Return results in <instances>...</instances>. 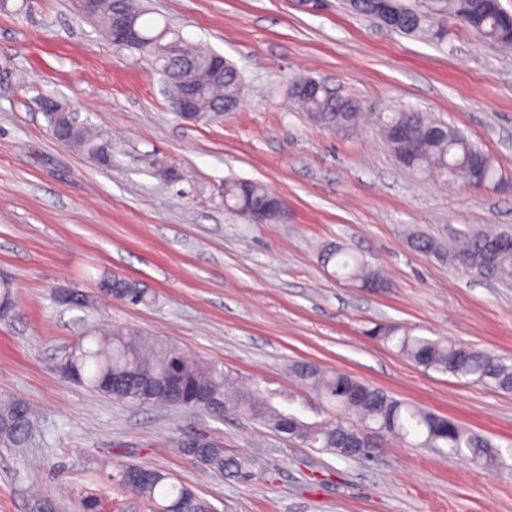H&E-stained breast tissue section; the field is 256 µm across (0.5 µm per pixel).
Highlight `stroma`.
Instances as JSON below:
<instances>
[{
	"mask_svg": "<svg viewBox=\"0 0 512 512\" xmlns=\"http://www.w3.org/2000/svg\"><path fill=\"white\" fill-rule=\"evenodd\" d=\"M322 2L143 0L157 25L237 66L240 104L218 123L180 119L152 66L113 47L70 0L0 9V276L16 296L0 321V392L39 411L27 447H0V512H37L44 499L75 512L89 493L105 512H150L112 480L116 460L170 474L217 512H512V393L423 369L367 334L401 324L512 360V279L474 277L408 239L512 231V189L435 183L400 164L381 132L392 112H425L512 174V48L458 25L438 45L347 0ZM299 75L358 100L360 127L316 126L289 96ZM46 96L111 141V165L54 139ZM234 179L279 196L286 219L251 224L230 211ZM329 244L363 257L388 288L337 281L319 262ZM105 272L142 283L152 303L99 296ZM60 288L95 303L59 306ZM118 327L284 395L305 394L292 362L345 371L493 437L505 462L478 470L391 440L373 461L345 460L242 415L117 401L57 370L78 338ZM199 434L257 458L249 477L177 451Z\"/></svg>",
	"mask_w": 512,
	"mask_h": 512,
	"instance_id": "35a3bbf8",
	"label": "stroma"
}]
</instances>
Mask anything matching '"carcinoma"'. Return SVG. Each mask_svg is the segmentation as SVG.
I'll return each mask as SVG.
<instances>
[{
  "label": "carcinoma",
  "mask_w": 512,
  "mask_h": 512,
  "mask_svg": "<svg viewBox=\"0 0 512 512\" xmlns=\"http://www.w3.org/2000/svg\"><path fill=\"white\" fill-rule=\"evenodd\" d=\"M397 8L400 21L388 28L399 33L444 41L448 25L464 26L479 36L501 46L512 45L504 35L503 12L495 0H390ZM351 7L379 22H384L383 0H350ZM136 16L139 41L128 45L153 63H158L161 49H168V67L162 72L171 98L178 97L187 83L201 89L196 121L210 122L235 111L242 87L240 72L225 61L224 77L216 78L209 69L211 52H187L179 37L167 40L170 30L157 27L148 10L136 0L120 5ZM113 0H90L86 11L104 32H109L112 13L118 7ZM294 100L310 119L324 130L346 132L360 117L355 100L320 92L315 96ZM67 113L57 116V125L66 132V144L86 153L96 163L112 164L111 144L80 123L70 124ZM383 133L396 158L407 168L420 171L442 182H460L477 188H499L507 177L493 158L454 127L432 119L422 112H394L384 123ZM270 197L260 183L246 180L224 184V204L242 217ZM492 230L463 235L455 245L445 247L422 234L411 238L414 249L448 259L455 266L479 277L512 278V249L488 252V244L501 237ZM320 261L335 263L337 277L363 289L384 287L380 275L367 264L336 245L325 248ZM100 290L130 305L148 304L151 295L139 282L114 277L100 282ZM13 288L0 285V320L10 317L14 308ZM369 335L379 339L417 365L466 383H477L496 390L512 392V365H508L471 344L446 338H429L413 334V330L397 325L378 324ZM70 367L80 381L98 394L119 401L141 405L161 403L171 408L212 410L211 403L197 401L194 395L206 393L220 404V412H236L274 429L288 423L283 412L274 405L279 394L254 381L245 383L238 375L219 363L196 360L178 346L141 336L121 328L110 334L87 336L71 349ZM289 375L320 400L330 403L342 414L356 415L362 427L355 429L343 418L294 421L293 439L309 448H319L346 459L344 448L355 441L362 447L359 460L372 458L385 437L399 439L409 448H430L440 454H452L467 463L486 468L502 462V454L491 438L476 433L463 424L426 408L413 405L379 388L372 387L346 373L324 370L319 366L295 361ZM36 425L33 408L27 402L0 395V445L19 447L27 442ZM185 456L201 466L236 479L248 476V460L224 456L222 443L199 438L178 444ZM132 464L113 462L119 483L127 490L153 503L158 512H210L211 504L190 488L170 481L163 472L145 465L137 468L150 474V480L131 486L127 472Z\"/></svg>",
  "instance_id": "carcinoma-1"
}]
</instances>
